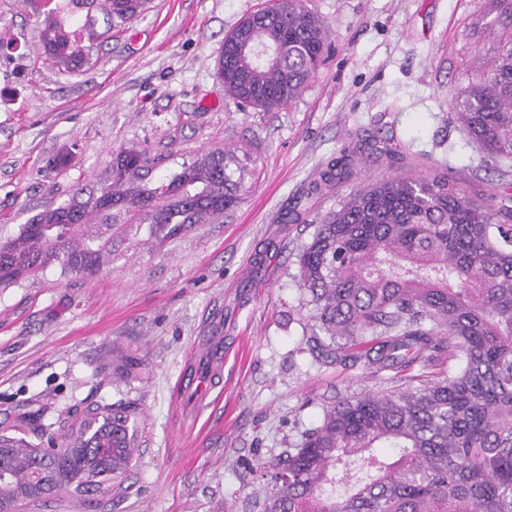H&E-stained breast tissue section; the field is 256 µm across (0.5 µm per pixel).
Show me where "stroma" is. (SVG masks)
I'll use <instances>...</instances> for the list:
<instances>
[{
    "label": "stroma",
    "mask_w": 512,
    "mask_h": 512,
    "mask_svg": "<svg viewBox=\"0 0 512 512\" xmlns=\"http://www.w3.org/2000/svg\"><path fill=\"white\" fill-rule=\"evenodd\" d=\"M264 4L147 0L69 73L36 38L44 0H0V240L75 188L97 192L125 148L159 157L158 177L225 147L251 152L260 173L219 222L122 250L96 277L51 267L0 288V434L38 409L59 437L99 405L140 411L126 494L26 512H252L263 482L251 465L315 425L325 401L388 384L307 350L295 253L352 188L320 186L328 163L345 150L357 176L382 178L438 162L478 200L512 185V163L455 115L484 0H304L332 48L279 112L242 107L216 77L225 33ZM63 153L71 165H56ZM128 356L141 367L119 376Z\"/></svg>",
    "instance_id": "1"
}]
</instances>
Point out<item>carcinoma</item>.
Returning <instances> with one entry per match:
<instances>
[{"instance_id": "cac0c4a2", "label": "carcinoma", "mask_w": 512, "mask_h": 512, "mask_svg": "<svg viewBox=\"0 0 512 512\" xmlns=\"http://www.w3.org/2000/svg\"><path fill=\"white\" fill-rule=\"evenodd\" d=\"M146 0H57L37 22L46 59L69 71L86 59L84 41L105 42ZM106 18L98 30L94 13ZM262 15L263 21L252 19ZM491 56L475 58L457 93V119L491 158L512 160V0H487ZM330 26L303 0H270L224 35L217 76L245 107L293 105L329 50ZM277 47L274 63L259 56ZM342 155L338 180L353 175ZM145 149H122L96 195L75 192L42 210L0 243V288L58 265L96 275L126 241L176 237L212 224L242 199L255 174L248 151H205L181 171L154 179ZM294 279L312 322L318 360L361 363L401 383L321 404V417L258 464L262 512H512V208L479 201L432 177L364 178L316 225L295 255ZM452 364L423 379L413 366ZM138 406L118 400L87 411L66 445L30 418L24 437L0 435V512H18L74 489L88 500L123 486L138 448ZM380 448L392 454L378 453Z\"/></svg>"}]
</instances>
